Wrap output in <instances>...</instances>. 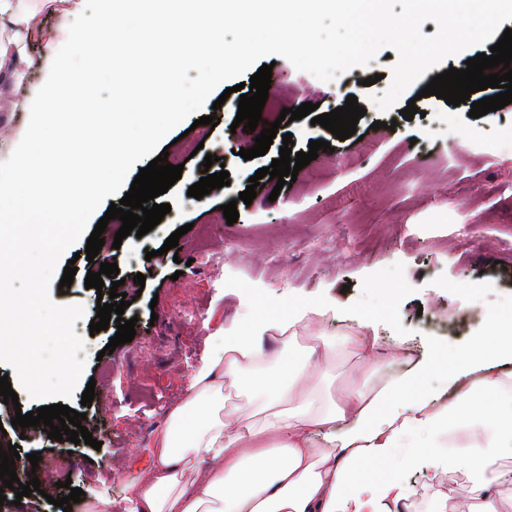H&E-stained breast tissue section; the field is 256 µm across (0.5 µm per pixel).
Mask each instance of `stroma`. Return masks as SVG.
Instances as JSON below:
<instances>
[{"label": "stroma", "instance_id": "1", "mask_svg": "<svg viewBox=\"0 0 512 512\" xmlns=\"http://www.w3.org/2000/svg\"><path fill=\"white\" fill-rule=\"evenodd\" d=\"M74 3L58 0L54 11L42 13L41 27L27 42L36 65L26 85L13 91L15 101L25 99L29 85L46 81V42L65 43L64 15ZM489 51L483 43L448 58L385 113L373 99L386 91L395 64L386 50L369 66L330 82L276 57L268 99L279 108L312 102L323 114L344 106L352 94L366 113L356 135L343 141L307 117L280 126V133L291 134L295 151H308L310 141L319 139L331 149L302 168L291 187L277 189L275 180L263 177L248 205L239 203L240 192L278 153L272 148L250 160L240 156V149L253 147L255 134L232 125L239 93H231L221 109L203 108L215 126L194 128L185 121L171 131L167 161L182 165L183 172L159 197L170 204V213L117 250L112 244L121 222L110 220L95 260L87 261L84 243H76L64 254L78 267L70 288H50L54 302L86 310L75 331L86 346L83 376L95 379V396L91 407H82L78 394L69 406L85 411L82 424L102 446L58 442L36 428L12 425L16 412L40 406L26 391H19L17 405L0 401V443L17 445L23 456L40 453L39 470L53 477L42 492L22 499L6 490L0 512H63L48 499L68 496L73 487L89 498L107 492L122 501L123 470L147 466V450L169 409L191 395V376L209 353L208 336L222 326H244L269 309L336 306L339 317L317 319L299 332L301 347L320 336L339 341L355 334V317H365L383 349L402 342L414 360L438 352L439 367L416 379L410 395L444 392L457 357L484 334L486 314L497 311L512 323V103L473 118L470 103L453 106L421 90L443 68L463 69L469 58ZM411 100L419 113L408 121L401 111ZM208 153L224 162L230 184L198 200L187 190L202 177ZM233 200L239 218L230 225L221 207ZM176 231V253L162 252ZM110 260L125 280L124 316L137 323L134 339L109 354L105 347L117 328L90 333L97 291L86 287L85 278ZM139 273L146 276L141 286L133 281ZM364 476L402 479L415 489L419 512H431L444 495L462 499L469 487L464 472L435 475L427 454L402 471L388 461L369 464Z\"/></svg>", "mask_w": 512, "mask_h": 512}]
</instances>
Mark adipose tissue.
<instances>
[{
  "label": "adipose tissue",
  "instance_id": "obj_1",
  "mask_svg": "<svg viewBox=\"0 0 512 512\" xmlns=\"http://www.w3.org/2000/svg\"><path fill=\"white\" fill-rule=\"evenodd\" d=\"M52 0H0V99L9 98L35 61L26 41L36 14ZM270 311L208 338L210 355L194 376L192 396L176 405L149 450L151 463L124 476V497L102 494L87 512H392L411 506L414 490L397 479L373 483L362 467H406L417 449L432 451L438 471H463L466 498L440 500L436 512H504L512 505V338L498 312L487 316L478 345L448 372V400L409 399L412 379L430 372L424 357L406 377L375 389L350 381L339 400L317 390L289 396L307 374H324L336 353L328 340L290 350L308 317ZM276 345L274 359L266 348ZM252 376V400L225 408L224 394ZM324 435L325 446L314 436ZM409 449L406 457L395 456Z\"/></svg>",
  "mask_w": 512,
  "mask_h": 512
}]
</instances>
